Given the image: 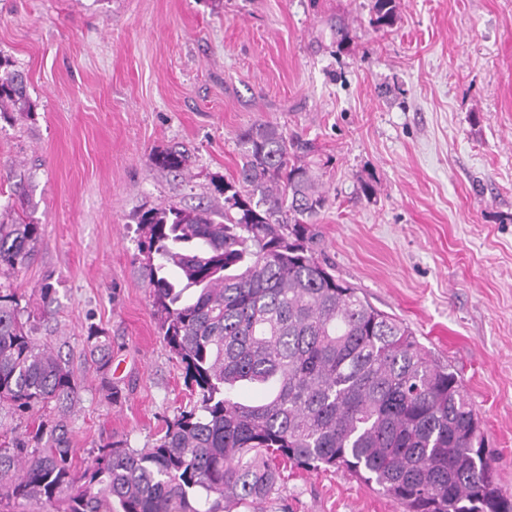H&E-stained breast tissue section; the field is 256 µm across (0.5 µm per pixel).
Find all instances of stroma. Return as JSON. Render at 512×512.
I'll list each match as a JSON object with an SVG mask.
<instances>
[{"label": "stroma", "mask_w": 512, "mask_h": 512, "mask_svg": "<svg viewBox=\"0 0 512 512\" xmlns=\"http://www.w3.org/2000/svg\"><path fill=\"white\" fill-rule=\"evenodd\" d=\"M0 0V56L28 112L0 118V204L42 227L11 281L59 308L36 334L81 389L66 427L78 466L100 444L151 446L189 401L163 342L135 215L223 210L240 133L257 122L314 145L327 197L320 260L458 369L495 477L512 493V0ZM351 40L337 45V21ZM187 151L178 174L154 152ZM26 197L10 202L8 170ZM370 184L372 196L361 187ZM112 343L108 402L86 350ZM267 512H403L344 468L281 464ZM397 7L396 0H373L372 23L377 27L392 26L397 18Z\"/></svg>", "instance_id": "35a3bbf8"}]
</instances>
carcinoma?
I'll return each mask as SVG.
<instances>
[{
  "instance_id": "obj_1",
  "label": "carcinoma",
  "mask_w": 512,
  "mask_h": 512,
  "mask_svg": "<svg viewBox=\"0 0 512 512\" xmlns=\"http://www.w3.org/2000/svg\"><path fill=\"white\" fill-rule=\"evenodd\" d=\"M389 27L397 0H373ZM26 74L0 57V116L29 112ZM237 179L207 209L150 208L138 249L160 336L184 370L193 405L152 446H100L75 464L67 431L39 424L0 444V499L33 512H236L257 509L279 480L275 461L346 468L405 512H512L481 437L482 420L459 375L433 361L404 323L377 309L315 257L326 197L301 156L308 143L269 123L240 134ZM154 165L181 171L164 150ZM41 227L0 209V279L30 261ZM41 317L57 291L38 289ZM0 284V402L19 413L54 402L70 410L79 383L23 321L26 307ZM86 344L109 401L112 345ZM246 386L260 396L246 398Z\"/></svg>"
}]
</instances>
